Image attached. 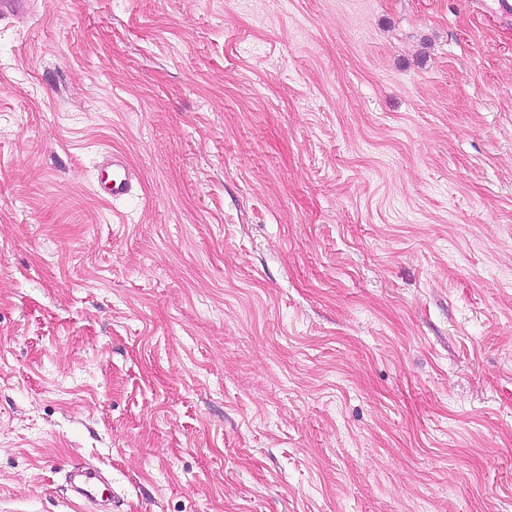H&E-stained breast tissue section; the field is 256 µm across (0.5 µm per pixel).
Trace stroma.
Returning a JSON list of instances; mask_svg holds the SVG:
<instances>
[{
	"label": "stroma",
	"mask_w": 512,
	"mask_h": 512,
	"mask_svg": "<svg viewBox=\"0 0 512 512\" xmlns=\"http://www.w3.org/2000/svg\"><path fill=\"white\" fill-rule=\"evenodd\" d=\"M71 464L112 512H512L497 0L0 20V512H101ZM103 168L108 172L99 180L100 188L107 198L120 199L131 191V172L123 156L112 153L103 161Z\"/></svg>",
	"instance_id": "obj_1"
}]
</instances>
